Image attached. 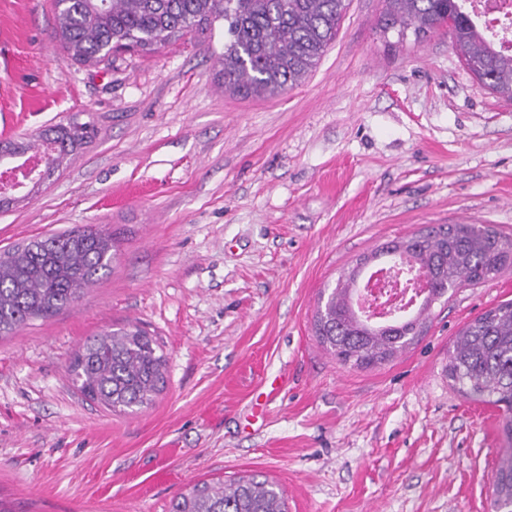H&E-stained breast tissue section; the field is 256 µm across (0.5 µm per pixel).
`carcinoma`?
<instances>
[{
  "mask_svg": "<svg viewBox=\"0 0 512 512\" xmlns=\"http://www.w3.org/2000/svg\"><path fill=\"white\" fill-rule=\"evenodd\" d=\"M378 27L398 40L413 29L420 40L448 26L451 44L480 87L512 101V54L494 49L463 8V0H384ZM56 33L68 54L98 63L116 46L150 50L173 37L224 20L225 90L244 97L276 96L301 84L336 40L347 0H54ZM58 158L89 138L87 124L50 129ZM415 271L427 278L418 309L382 328L352 306L355 270L339 278L315 322L323 347L343 365L366 368L407 350L423 332L433 304L453 291L480 285L512 266V237L490 224H450L408 238ZM112 236L91 226L35 237L0 252V336L34 318L51 319L84 294L115 259ZM167 359L135 323L88 338L68 368L84 396L113 413L151 405L167 383ZM448 379L465 397L512 409V301L500 303L456 337ZM507 451L493 474V512H512V416ZM170 512H288L283 491L256 477L200 481L178 494Z\"/></svg>",
  "mask_w": 512,
  "mask_h": 512,
  "instance_id": "carcinoma-1",
  "label": "carcinoma"
}]
</instances>
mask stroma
I'll return each instance as SVG.
<instances>
[{"instance_id":"1","label":"stroma","mask_w":512,"mask_h":512,"mask_svg":"<svg viewBox=\"0 0 512 512\" xmlns=\"http://www.w3.org/2000/svg\"><path fill=\"white\" fill-rule=\"evenodd\" d=\"M383 9L349 0L304 83L258 99L224 90L223 21L83 64L53 0H0V140L96 128L0 207V251L84 225L117 250L78 303L0 338L8 512H169L243 475L276 482L288 512H492L503 412L451 386L448 350L512 300V268L435 304L378 367L340 365L315 332L322 293L384 243L446 224L512 236V102L478 88L446 30L381 34ZM130 322L160 341L167 386L114 414L67 367Z\"/></svg>"}]
</instances>
